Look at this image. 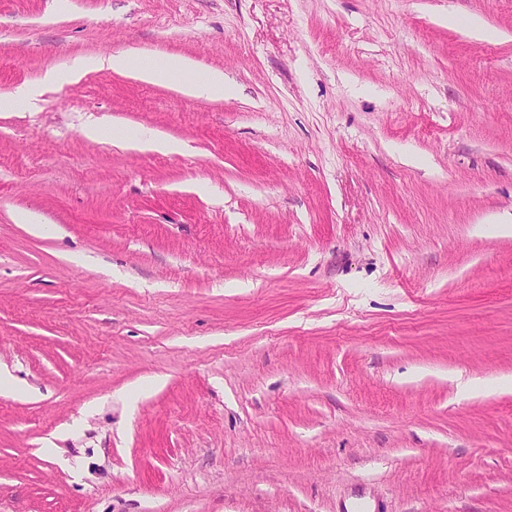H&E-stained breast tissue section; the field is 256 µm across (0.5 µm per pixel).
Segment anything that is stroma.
Instances as JSON below:
<instances>
[{"instance_id":"35a3bbf8","label":"stroma","mask_w":512,"mask_h":512,"mask_svg":"<svg viewBox=\"0 0 512 512\" xmlns=\"http://www.w3.org/2000/svg\"><path fill=\"white\" fill-rule=\"evenodd\" d=\"M1 96L0 512H512V0H0ZM140 75L143 79L156 83L180 77L185 90L199 97H224V94L231 91V87L224 81L223 73L213 72L198 78L194 75L192 62L184 58L167 59L160 63L146 61L141 65Z\"/></svg>"}]
</instances>
